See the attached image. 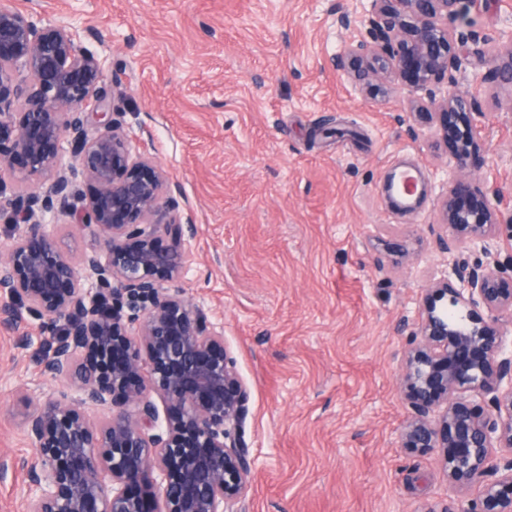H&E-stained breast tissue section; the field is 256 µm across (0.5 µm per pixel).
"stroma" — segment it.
<instances>
[{
	"label": "stroma",
	"instance_id": "stroma-1",
	"mask_svg": "<svg viewBox=\"0 0 512 512\" xmlns=\"http://www.w3.org/2000/svg\"><path fill=\"white\" fill-rule=\"evenodd\" d=\"M95 28L104 82L134 147L148 151L196 226L174 285L222 327L249 391L242 434L256 465L241 512H426L451 491L441 452L403 447L400 377L421 294L443 265L436 203L445 155L409 134L403 91L356 94L331 65L367 38L356 0H9ZM354 13L341 26L338 11ZM477 47H512V0L457 20ZM459 76L489 145L477 182L512 211V85ZM419 163L426 202L397 214L387 172ZM418 252L389 261L398 246ZM41 322L0 326V512H26L35 459L19 395L77 399L33 356Z\"/></svg>",
	"mask_w": 512,
	"mask_h": 512
}]
</instances>
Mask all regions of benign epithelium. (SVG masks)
<instances>
[{"mask_svg":"<svg viewBox=\"0 0 512 512\" xmlns=\"http://www.w3.org/2000/svg\"><path fill=\"white\" fill-rule=\"evenodd\" d=\"M467 3L365 0L370 39L346 44L332 64L370 99L406 90L409 130L427 124L450 145L452 175L438 202L445 268L425 288L412 331L419 342L403 355L412 414L402 442L441 450L451 484L483 488L478 501L450 496L427 512H512V454L495 455L512 449V253L498 244L504 228L512 238V214L498 206L502 187L465 175L489 147L462 98L443 90L473 58H501L493 48L467 51L471 34L449 25ZM105 62L70 23L0 5V170L39 180L9 202L10 223L27 229L0 257V322L16 328L23 313L38 317L42 374L70 380L84 403L112 406L100 424L62 400L25 413L36 454L27 512H149L147 481L161 512H236L254 464L241 436L247 388L223 331L166 287L183 272L182 224L191 219L164 170L131 146L103 85ZM499 78L512 83V47L483 80ZM66 140L92 187L87 197L63 173ZM48 216L91 231L106 257L85 251L76 265L64 240L44 230ZM161 230L171 236L166 248ZM450 306L460 315H448Z\"/></svg>","mask_w":512,"mask_h":512,"instance_id":"benign-epithelium-1","label":"benign epithelium"}]
</instances>
